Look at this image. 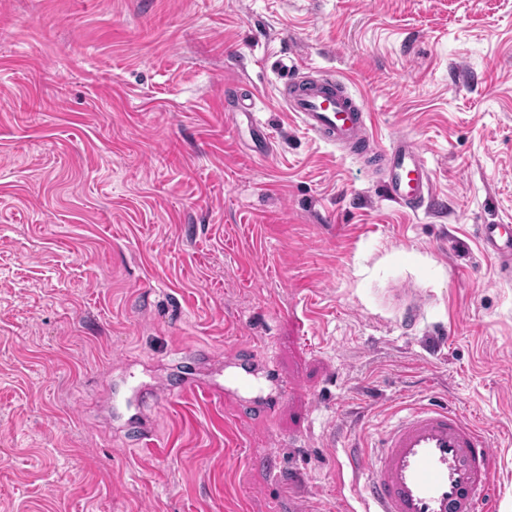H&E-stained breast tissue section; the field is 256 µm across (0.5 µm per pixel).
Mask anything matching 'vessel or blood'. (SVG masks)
Listing matches in <instances>:
<instances>
[{
	"label": "vessel or blood",
	"mask_w": 512,
	"mask_h": 512,
	"mask_svg": "<svg viewBox=\"0 0 512 512\" xmlns=\"http://www.w3.org/2000/svg\"><path fill=\"white\" fill-rule=\"evenodd\" d=\"M290 112L315 137L360 155L370 147L367 103L350 91L345 80L306 79L300 66L281 92ZM387 191L411 209L430 207L434 190L425 152L409 136L397 137L383 151ZM485 253L500 262L503 277H512V225L481 227ZM192 391L207 400L224 395V375L205 382H185L158 392L161 400ZM495 454L485 431L447 404L409 407L363 448H348L337 472L348 484H337V497L351 495L354 512H495Z\"/></svg>",
	"instance_id": "obj_1"
}]
</instances>
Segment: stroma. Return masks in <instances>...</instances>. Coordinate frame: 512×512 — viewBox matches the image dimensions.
I'll use <instances>...</instances> for the list:
<instances>
[{
	"label": "stroma",
	"instance_id": "obj_1",
	"mask_svg": "<svg viewBox=\"0 0 512 512\" xmlns=\"http://www.w3.org/2000/svg\"><path fill=\"white\" fill-rule=\"evenodd\" d=\"M293 64L366 99L374 150L416 139L439 209L307 133ZM482 224H512V0H0V512H336L337 449L421 400L486 427L512 512ZM238 347L293 392L155 399Z\"/></svg>",
	"mask_w": 512,
	"mask_h": 512
}]
</instances>
